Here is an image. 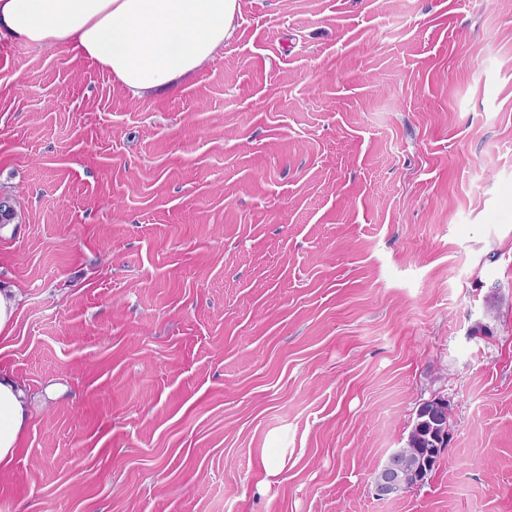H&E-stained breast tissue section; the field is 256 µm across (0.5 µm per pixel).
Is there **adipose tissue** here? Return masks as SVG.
Instances as JSON below:
<instances>
[{
    "instance_id": "1",
    "label": "adipose tissue",
    "mask_w": 512,
    "mask_h": 512,
    "mask_svg": "<svg viewBox=\"0 0 512 512\" xmlns=\"http://www.w3.org/2000/svg\"><path fill=\"white\" fill-rule=\"evenodd\" d=\"M237 0H0V41L95 62L128 97L183 91L234 33ZM31 419L26 391L0 371V467Z\"/></svg>"
}]
</instances>
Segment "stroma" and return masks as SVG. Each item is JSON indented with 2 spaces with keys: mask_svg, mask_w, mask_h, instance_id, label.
I'll return each instance as SVG.
<instances>
[{
  "mask_svg": "<svg viewBox=\"0 0 512 512\" xmlns=\"http://www.w3.org/2000/svg\"><path fill=\"white\" fill-rule=\"evenodd\" d=\"M235 23L143 100L0 43V369L64 388L0 512H512V0ZM435 396L433 471L375 496ZM15 306V290L12 288H2V290H0V333L5 330L11 332Z\"/></svg>",
  "mask_w": 512,
  "mask_h": 512,
  "instance_id": "35a3bbf8",
  "label": "stroma"
}]
</instances>
